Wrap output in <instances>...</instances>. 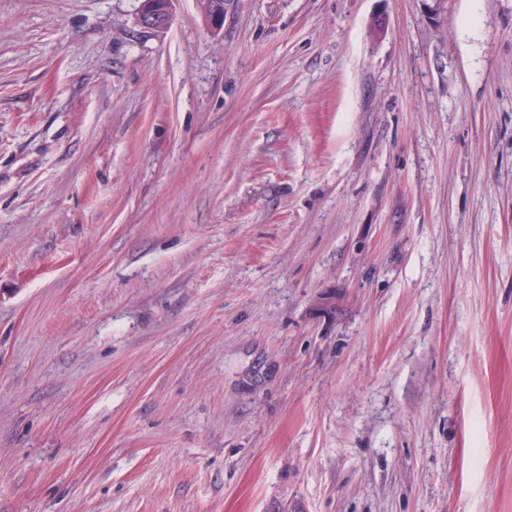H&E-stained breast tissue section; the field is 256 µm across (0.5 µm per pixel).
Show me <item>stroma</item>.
<instances>
[{
    "instance_id": "1",
    "label": "stroma",
    "mask_w": 512,
    "mask_h": 512,
    "mask_svg": "<svg viewBox=\"0 0 512 512\" xmlns=\"http://www.w3.org/2000/svg\"><path fill=\"white\" fill-rule=\"evenodd\" d=\"M0 0V512H512V0ZM173 0H144L137 14V23L144 29L164 32L173 19Z\"/></svg>"
}]
</instances>
